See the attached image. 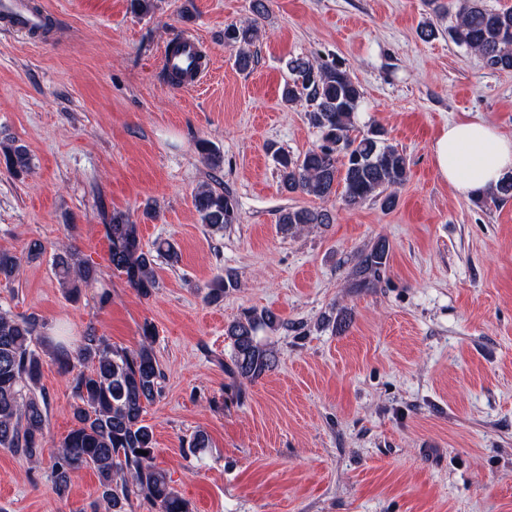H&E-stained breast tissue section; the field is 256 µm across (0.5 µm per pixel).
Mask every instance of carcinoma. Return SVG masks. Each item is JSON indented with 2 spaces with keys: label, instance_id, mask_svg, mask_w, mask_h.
<instances>
[{
  "label": "carcinoma",
  "instance_id": "1",
  "mask_svg": "<svg viewBox=\"0 0 512 512\" xmlns=\"http://www.w3.org/2000/svg\"><path fill=\"white\" fill-rule=\"evenodd\" d=\"M454 8L455 25L450 30L454 43L479 54L491 70L511 71L512 6L454 0ZM257 32L254 23L224 27V42L238 47L236 66L241 71L252 67L254 58L249 46ZM286 66L292 78L283 85L282 101L289 105L299 100L309 102L308 119L321 133L324 144L296 157L282 150L276 152L283 188L290 193L327 198L340 185L348 206L379 200L383 207H393V191L409 177L407 160L385 142L380 129L352 135L363 98L359 84L332 62L292 58ZM197 150L212 167L220 166L218 148L200 141ZM0 155L6 168L17 176L29 166V156L22 146L5 145ZM193 202L200 223L212 231L222 232L224 227L237 223V203L228 193L204 184L195 191ZM329 223L328 214L308 208H286L278 218L285 233ZM105 230L112 267L124 274L138 293L150 295L158 287L155 258H178L173 243L165 240L156 243L152 251L144 250L139 225L120 211L112 213ZM389 257V244L384 240L362 250L355 263V286L376 287ZM21 268L20 258L0 251V279L14 280ZM55 271L72 301L79 300L82 286L97 277V270L71 249L57 254ZM235 286L232 273L219 275L209 285L206 298L219 302L224 291ZM279 324L272 311L251 309L228 325L225 335L232 345V374L254 381L275 367V351L258 339L257 332ZM41 328L43 324L35 317L18 318L0 312V448L33 458L46 444L49 402L45 394L37 392L43 361L36 346L49 344L60 372L72 375L76 399L72 405L75 426L60 442L52 466L57 494L65 495L73 475L89 467L98 479L95 506L102 507L103 512H128L133 495L150 502L159 512H191L167 473L154 464V433L143 419L146 406L160 395L164 378L153 349L152 329L143 328L135 349L116 347L91 330L72 351L42 335ZM77 362L86 365L87 370L74 372ZM186 444L195 456L209 447V437L197 431ZM142 450L147 455L140 454Z\"/></svg>",
  "mask_w": 512,
  "mask_h": 512
}]
</instances>
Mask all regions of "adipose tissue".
I'll return each instance as SVG.
<instances>
[{
    "label": "adipose tissue",
    "instance_id": "obj_1",
    "mask_svg": "<svg viewBox=\"0 0 512 512\" xmlns=\"http://www.w3.org/2000/svg\"><path fill=\"white\" fill-rule=\"evenodd\" d=\"M431 154L438 176L465 198L494 191L512 174V137L482 122L448 123L434 140Z\"/></svg>",
    "mask_w": 512,
    "mask_h": 512
}]
</instances>
